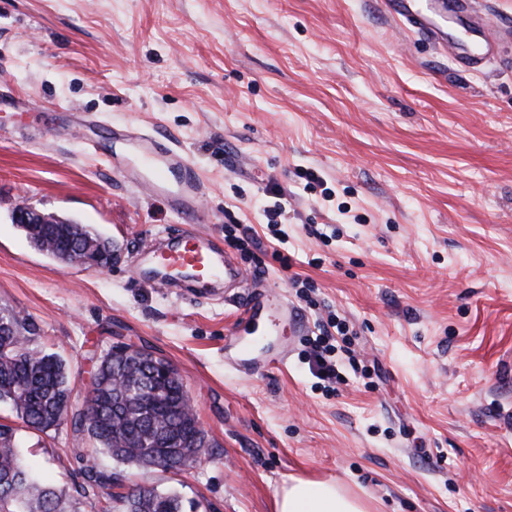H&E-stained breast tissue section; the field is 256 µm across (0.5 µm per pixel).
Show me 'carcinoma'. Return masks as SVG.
<instances>
[{"label":"carcinoma","instance_id":"1","mask_svg":"<svg viewBox=\"0 0 512 512\" xmlns=\"http://www.w3.org/2000/svg\"><path fill=\"white\" fill-rule=\"evenodd\" d=\"M29 243L64 262L78 250L112 252V240L86 224H22ZM34 327L20 312L0 308V402L10 405L23 427L46 433L71 426L76 451L109 455L116 466L88 465L81 480L61 489L24 461L16 429L0 423V512H81V505L104 496L115 512H183L175 492L157 493L144 485H126L124 467L186 470L210 455V440L191 409L180 372L148 362L146 348L122 358L104 350L97 375L84 397L73 396L66 363L33 346Z\"/></svg>","mask_w":512,"mask_h":512}]
</instances>
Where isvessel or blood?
Segmentation results:
<instances>
[{
    "label": "vessel or blood",
    "mask_w": 512,
    "mask_h": 512,
    "mask_svg": "<svg viewBox=\"0 0 512 512\" xmlns=\"http://www.w3.org/2000/svg\"><path fill=\"white\" fill-rule=\"evenodd\" d=\"M381 4L396 23L442 50L448 47L443 28L447 14L467 16L469 27L462 30L461 42L476 41L484 49L457 54L455 60L464 68L484 65L487 51L494 47L490 23L472 17L468 0H429L425 5L419 0H381ZM112 139L131 148L127 154H111L114 168L138 189L163 195L171 210L185 219L176 235L151 239L143 257L131 266L135 280L150 287L189 291L245 283V271L225 251L221 239L200 228L203 179L186 155L165 141L129 128L113 132ZM302 325L301 316L288 308L279 290L251 287L240 318L224 338L225 365L250 374L278 368L287 360L288 352L276 343V336L285 330L298 334Z\"/></svg>",
    "instance_id": "1"
}]
</instances>
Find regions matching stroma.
<instances>
[{
  "label": "stroma",
  "mask_w": 512,
  "mask_h": 512,
  "mask_svg": "<svg viewBox=\"0 0 512 512\" xmlns=\"http://www.w3.org/2000/svg\"><path fill=\"white\" fill-rule=\"evenodd\" d=\"M116 127L185 152L206 231L250 228L236 260L306 323L285 366L225 367L242 300L133 281L149 237L182 221L113 169ZM21 206L90 225L120 261L52 260L13 224ZM0 307L76 392L116 342L179 370L213 453L129 475L195 512H275L292 477L373 512H512V40L466 73L378 0H0ZM331 315L349 339L328 389L304 352ZM17 437L60 484L79 478L69 425Z\"/></svg>",
  "instance_id": "stroma-1"
}]
</instances>
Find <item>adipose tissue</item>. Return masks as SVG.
Listing matches in <instances>:
<instances>
[{
  "instance_id": "ef3b65f1",
  "label": "adipose tissue",
  "mask_w": 512,
  "mask_h": 512,
  "mask_svg": "<svg viewBox=\"0 0 512 512\" xmlns=\"http://www.w3.org/2000/svg\"><path fill=\"white\" fill-rule=\"evenodd\" d=\"M275 512H370V505L336 482L293 477L278 491Z\"/></svg>"
}]
</instances>
